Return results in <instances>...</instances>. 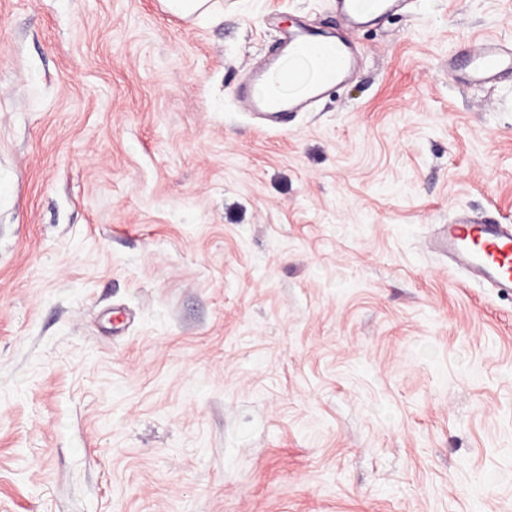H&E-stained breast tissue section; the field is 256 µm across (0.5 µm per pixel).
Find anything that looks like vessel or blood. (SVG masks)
<instances>
[{
	"mask_svg": "<svg viewBox=\"0 0 512 512\" xmlns=\"http://www.w3.org/2000/svg\"><path fill=\"white\" fill-rule=\"evenodd\" d=\"M408 0H336L351 25L404 8ZM358 55L347 34L298 25L283 30L279 53L249 72L236 89L246 111L270 126L286 114L304 111L332 84L348 78ZM467 80L496 83L512 79V46L485 40L461 63ZM449 262L472 280L512 293V224L488 223L467 214L449 222L440 240Z\"/></svg>",
	"mask_w": 512,
	"mask_h": 512,
	"instance_id": "1",
	"label": "vessel or blood"
}]
</instances>
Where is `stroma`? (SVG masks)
Returning a JSON list of instances; mask_svg holds the SVG:
<instances>
[{
  "instance_id": "stroma-1",
  "label": "stroma",
  "mask_w": 512,
  "mask_h": 512,
  "mask_svg": "<svg viewBox=\"0 0 512 512\" xmlns=\"http://www.w3.org/2000/svg\"><path fill=\"white\" fill-rule=\"evenodd\" d=\"M0 0V512H512V0H412L283 128L249 65L334 0ZM218 0H160L164 10L183 19H192L212 12ZM465 78L479 83L512 80V46L494 39L484 40L471 49L461 63ZM440 245L448 261L472 280L512 293V224L458 214L446 225Z\"/></svg>"
}]
</instances>
